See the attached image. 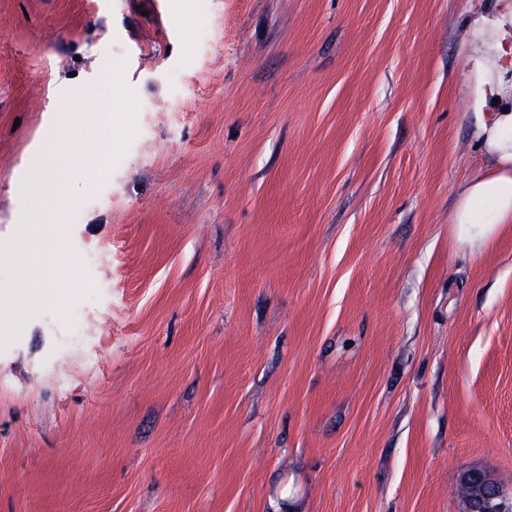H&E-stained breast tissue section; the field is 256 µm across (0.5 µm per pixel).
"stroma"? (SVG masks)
<instances>
[{"label":"stroma","mask_w":512,"mask_h":512,"mask_svg":"<svg viewBox=\"0 0 512 512\" xmlns=\"http://www.w3.org/2000/svg\"><path fill=\"white\" fill-rule=\"evenodd\" d=\"M499 8L0 0V512H458L464 467L512 485V226L472 258L452 224L490 172L469 22ZM50 147L54 206L25 187ZM33 215L63 286L25 310ZM110 150L111 144L106 138L105 132H101L94 148L90 152L85 153L82 157V168L87 178L94 177L103 172Z\"/></svg>","instance_id":"stroma-1"}]
</instances>
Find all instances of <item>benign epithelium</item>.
I'll use <instances>...</instances> for the list:
<instances>
[{"label":"benign epithelium","mask_w":512,"mask_h":512,"mask_svg":"<svg viewBox=\"0 0 512 512\" xmlns=\"http://www.w3.org/2000/svg\"><path fill=\"white\" fill-rule=\"evenodd\" d=\"M456 495L461 512H512V489L488 469H462L456 483Z\"/></svg>","instance_id":"1"}]
</instances>
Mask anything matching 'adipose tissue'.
<instances>
[{"mask_svg":"<svg viewBox=\"0 0 512 512\" xmlns=\"http://www.w3.org/2000/svg\"><path fill=\"white\" fill-rule=\"evenodd\" d=\"M475 35L483 44L477 60L478 84L472 106L491 112L480 121L475 137L484 145L494 170L466 183L454 211L458 242L476 256L492 242L502 225L512 224V9L475 20ZM31 192L56 199L62 176L55 152L35 153L28 164Z\"/></svg>","mask_w":512,"mask_h":512,"instance_id":"ef3b65f1","label":"adipose tissue"}]
</instances>
